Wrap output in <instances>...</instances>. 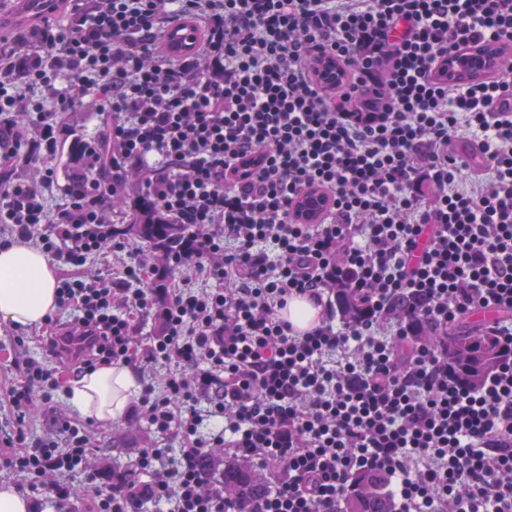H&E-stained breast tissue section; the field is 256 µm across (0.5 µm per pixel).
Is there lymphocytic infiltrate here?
I'll use <instances>...</instances> for the list:
<instances>
[{
	"label": "lymphocytic infiltrate",
	"instance_id": "lymphocytic-infiltrate-1",
	"mask_svg": "<svg viewBox=\"0 0 512 512\" xmlns=\"http://www.w3.org/2000/svg\"><path fill=\"white\" fill-rule=\"evenodd\" d=\"M183 17L198 51L159 53ZM486 41L512 53V0H73L65 23L0 41V235L38 238L77 267L120 248L103 174L129 168L203 230L169 262L203 285L169 284L163 339L136 340L153 306L142 261L59 280V309L80 316L45 324L51 352L59 336L89 338L78 370L164 367L139 399L158 443L137 460L160 512H230L197 472L213 448L287 464L254 512H336L361 470L390 476L402 512H512V359L465 390L440 351L411 339L414 326L442 336L487 311L512 349V116L500 111L512 66L467 85L441 71ZM328 54L349 72L331 90L314 78ZM79 105L112 121L62 185L58 130ZM461 130L479 165L449 152ZM58 185L69 202L53 212L45 192ZM307 190L328 198L324 222L293 218ZM342 264L359 270L374 318L328 314L297 333L281 316L289 299L323 301ZM59 387L55 369L23 363L0 463L29 493L66 501L74 471L94 483L104 470L79 422L29 438L34 396L52 403Z\"/></svg>",
	"mask_w": 512,
	"mask_h": 512
}]
</instances>
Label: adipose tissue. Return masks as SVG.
Listing matches in <instances>:
<instances>
[{"label": "adipose tissue", "instance_id": "ef3b65f1", "mask_svg": "<svg viewBox=\"0 0 512 512\" xmlns=\"http://www.w3.org/2000/svg\"><path fill=\"white\" fill-rule=\"evenodd\" d=\"M57 277L48 256L32 242L17 239L0 246V320L43 323L57 302ZM66 399L81 417L108 424L124 416L140 392L135 369L100 365L69 381Z\"/></svg>", "mask_w": 512, "mask_h": 512}]
</instances>
